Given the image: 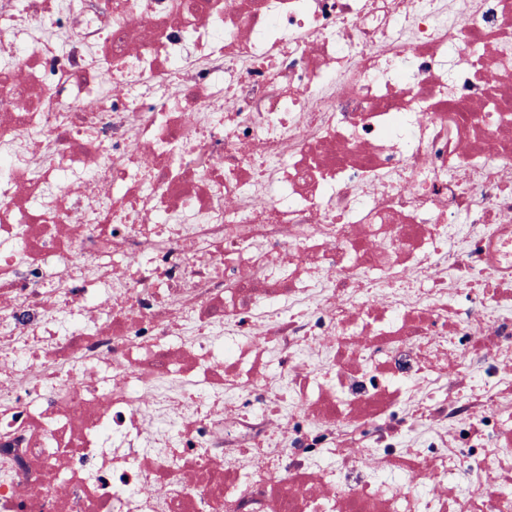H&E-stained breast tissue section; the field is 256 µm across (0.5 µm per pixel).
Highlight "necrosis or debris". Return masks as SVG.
Returning a JSON list of instances; mask_svg holds the SVG:
<instances>
[{
  "label": "necrosis or debris",
  "mask_w": 512,
  "mask_h": 512,
  "mask_svg": "<svg viewBox=\"0 0 512 512\" xmlns=\"http://www.w3.org/2000/svg\"><path fill=\"white\" fill-rule=\"evenodd\" d=\"M0 512H512V0H0Z\"/></svg>",
  "instance_id": "1"
}]
</instances>
